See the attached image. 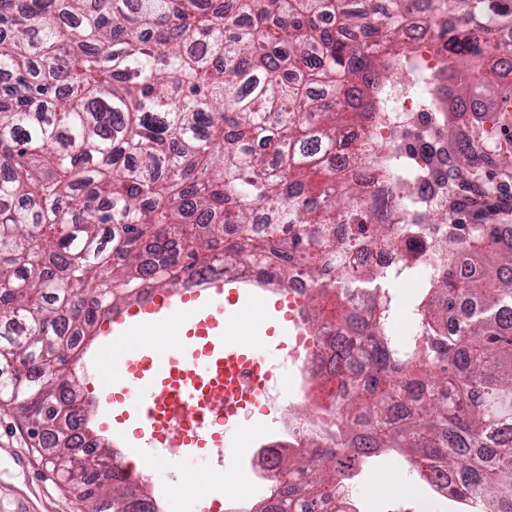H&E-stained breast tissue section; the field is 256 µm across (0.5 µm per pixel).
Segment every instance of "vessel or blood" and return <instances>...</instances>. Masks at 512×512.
Wrapping results in <instances>:
<instances>
[{
    "label": "vessel or blood",
    "instance_id": "1",
    "mask_svg": "<svg viewBox=\"0 0 512 512\" xmlns=\"http://www.w3.org/2000/svg\"><path fill=\"white\" fill-rule=\"evenodd\" d=\"M262 305L270 320L287 328L293 318L287 290L257 288L247 278L157 289L112 310L103 348L132 336L143 342L125 357L109 384L151 426L156 447L187 448L217 436L224 440L225 461H237L235 447L224 438L225 407L248 399L234 389L236 374L248 366L265 377L270 366L251 347L226 341L224 322L230 314ZM174 321L184 327L188 349L167 351L146 343L147 335Z\"/></svg>",
    "mask_w": 512,
    "mask_h": 512
}]
</instances>
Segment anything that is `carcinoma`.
<instances>
[{
  "label": "carcinoma",
  "mask_w": 512,
  "mask_h": 512,
  "mask_svg": "<svg viewBox=\"0 0 512 512\" xmlns=\"http://www.w3.org/2000/svg\"><path fill=\"white\" fill-rule=\"evenodd\" d=\"M415 0H0V405L16 409L53 456L76 448L70 367L101 315L144 288L179 284L222 254L224 276L248 270L278 285L307 269L319 343L351 375L329 438L309 456L275 461L288 512H322L342 481L381 448L411 454L432 486L444 471L469 512H512V242L483 212L467 243L477 278L453 273L424 289L414 334L390 336L395 288L421 272L409 253L394 272H335L360 237L403 247L352 203L326 148L369 125L379 92L403 75L401 41ZM451 23L467 0H429ZM467 50L448 104L483 96L512 70ZM265 208L262 235L252 231ZM472 309L448 332V310ZM69 485L90 512H126L135 485L72 463Z\"/></svg>",
  "instance_id": "1"
}]
</instances>
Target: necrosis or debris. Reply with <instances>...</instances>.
<instances>
[{"instance_id": "obj_1", "label": "necrosis or debris", "mask_w": 512, "mask_h": 512, "mask_svg": "<svg viewBox=\"0 0 512 512\" xmlns=\"http://www.w3.org/2000/svg\"><path fill=\"white\" fill-rule=\"evenodd\" d=\"M473 12V22L458 35L459 46L477 45L490 55L494 52V38L512 39V26L496 20L495 0L475 5ZM429 19V13L419 9L404 23L405 44L418 58L416 73L403 74L401 80L386 87L385 111L377 113L371 125L348 128L345 145L336 146L331 158L339 164L349 150L374 152V162L349 170L370 220L418 224L424 214L438 216V223L429 229L426 248L453 251L456 262L451 265L445 259H436L423 274L430 283L449 271L459 279L470 280L477 277L478 271L467 261L466 244L457 235L450 210L466 197L485 202L492 223L500 225L504 239L512 240V173L504 171L494 178L487 175L489 168L499 165L511 148L494 124H485L478 130L468 113L449 116L446 101L454 96L458 83L448 78V46L435 41ZM457 142L474 148L472 163L461 176L449 169ZM403 255L400 249L363 243L342 250L336 268L341 271L369 266L386 273L399 266ZM327 359L309 330L289 337L288 360L295 370L294 399L311 401L308 378L320 371ZM280 445V440L266 439L248 451L247 467H225V479L244 473L251 494H262L267 501L277 502L280 484L273 461Z\"/></svg>"}]
</instances>
